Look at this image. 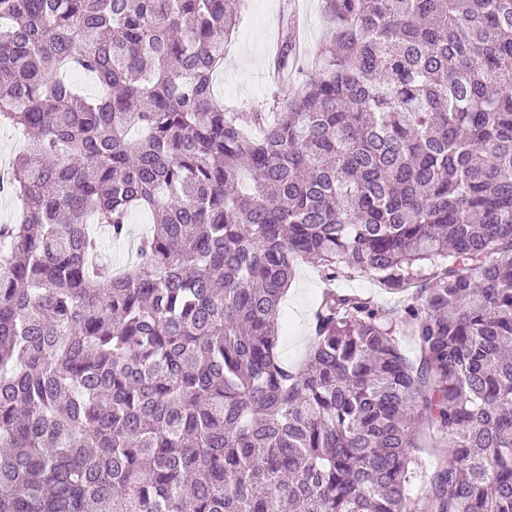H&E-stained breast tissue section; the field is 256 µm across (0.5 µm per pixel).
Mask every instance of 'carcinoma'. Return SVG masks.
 <instances>
[{
    "instance_id": "obj_1",
    "label": "carcinoma",
    "mask_w": 512,
    "mask_h": 512,
    "mask_svg": "<svg viewBox=\"0 0 512 512\" xmlns=\"http://www.w3.org/2000/svg\"><path fill=\"white\" fill-rule=\"evenodd\" d=\"M237 2L0 0V512H512V0H323L257 140L214 93ZM308 259L432 273L400 315L324 292L292 369ZM303 2L304 24L306 26L309 52L297 62L298 70L295 74L293 87L299 90L304 81L312 73L311 63L317 52L323 36L324 19L321 11V0H300ZM134 215V216H133ZM132 223H129V235L120 242H106L103 247V257L105 260L112 262V265H122L131 260H136V244L140 237L146 235L152 223L151 214L148 212L134 213ZM131 216V217H132ZM139 217V223H135L134 218ZM147 229V230H146ZM146 230L145 232H142ZM323 288L325 285L315 261L301 262L281 303V321L286 331L281 338L279 354L289 367H298L305 362L312 340L313 314Z\"/></svg>"
}]
</instances>
